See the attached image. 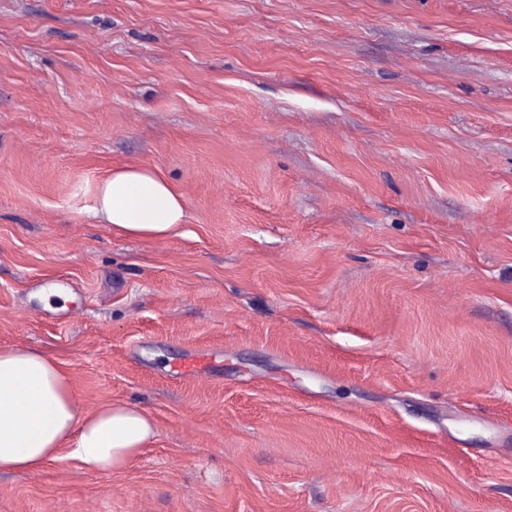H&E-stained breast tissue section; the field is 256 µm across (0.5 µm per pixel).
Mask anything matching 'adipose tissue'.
Segmentation results:
<instances>
[{"label":"adipose tissue","instance_id":"ef3b65f1","mask_svg":"<svg viewBox=\"0 0 512 512\" xmlns=\"http://www.w3.org/2000/svg\"><path fill=\"white\" fill-rule=\"evenodd\" d=\"M92 216L141 239L168 236L184 201L156 173L112 171L98 186ZM152 418L128 403L80 413L69 374L55 357L23 346L0 348V471H29L61 453L86 471L121 470L153 442Z\"/></svg>","mask_w":512,"mask_h":512}]
</instances>
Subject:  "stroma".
I'll use <instances>...</instances> for the list:
<instances>
[{
  "label": "stroma",
  "mask_w": 512,
  "mask_h": 512,
  "mask_svg": "<svg viewBox=\"0 0 512 512\" xmlns=\"http://www.w3.org/2000/svg\"><path fill=\"white\" fill-rule=\"evenodd\" d=\"M129 166L174 234L91 217ZM14 345L157 434L0 512H512V0H0ZM215 358L213 352H197L170 366L168 375L171 379L179 381L202 379L210 371Z\"/></svg>",
  "instance_id": "obj_1"
}]
</instances>
